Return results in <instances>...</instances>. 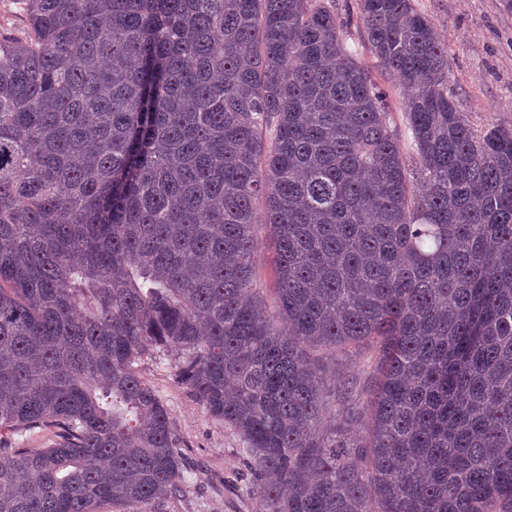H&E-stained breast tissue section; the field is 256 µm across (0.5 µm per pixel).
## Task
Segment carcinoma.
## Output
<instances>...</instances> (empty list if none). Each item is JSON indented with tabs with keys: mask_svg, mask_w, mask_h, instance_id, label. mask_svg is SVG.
<instances>
[{
	"mask_svg": "<svg viewBox=\"0 0 512 512\" xmlns=\"http://www.w3.org/2000/svg\"><path fill=\"white\" fill-rule=\"evenodd\" d=\"M21 4L28 36L0 38V512L181 491L137 369L157 347L242 436L265 512H512V126L473 133L414 0L358 3L411 161L326 0ZM371 340L362 404L320 359ZM37 429L43 448L13 439ZM274 248L269 238L268 231L263 230L260 233V247L256 255L255 269L260 283L263 288V296L268 305H272L275 296V273H274Z\"/></svg>",
	"mask_w": 512,
	"mask_h": 512,
	"instance_id": "1",
	"label": "carcinoma"
}]
</instances>
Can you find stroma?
Returning <instances> with one entry per match:
<instances>
[{"label":"stroma","mask_w":512,"mask_h":512,"mask_svg":"<svg viewBox=\"0 0 512 512\" xmlns=\"http://www.w3.org/2000/svg\"><path fill=\"white\" fill-rule=\"evenodd\" d=\"M428 16L448 48V92L475 132L501 123L512 125V0H414ZM333 8L348 17L345 41L371 71L387 95L391 122L406 157L416 155L407 127L405 90L382 69L370 53L357 0H333ZM378 352L365 344L337 354V373L355 376L370 389ZM177 354L156 348L139 362L167 408L185 464L180 495L155 500L148 512H265L252 489L244 442L228 425L212 418L176 377Z\"/></svg>","instance_id":"1"}]
</instances>
